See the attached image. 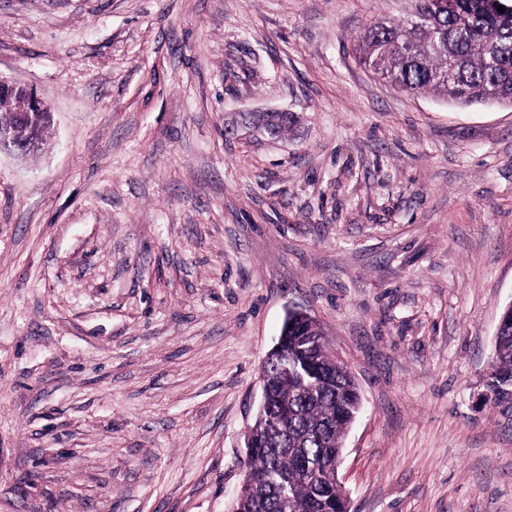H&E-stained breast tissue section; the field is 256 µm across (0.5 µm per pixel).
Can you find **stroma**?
<instances>
[{"instance_id": "1", "label": "stroma", "mask_w": 512, "mask_h": 512, "mask_svg": "<svg viewBox=\"0 0 512 512\" xmlns=\"http://www.w3.org/2000/svg\"><path fill=\"white\" fill-rule=\"evenodd\" d=\"M411 8L0 0V76L53 117L0 152V512H226L294 306L358 384L351 512H512V106L365 67ZM243 118L248 127L261 130L270 138H279L288 131L287 112H248ZM489 389H512V322L497 329L495 353L490 374Z\"/></svg>"}]
</instances>
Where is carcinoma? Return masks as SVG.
Segmentation results:
<instances>
[{
	"label": "carcinoma",
	"mask_w": 512,
	"mask_h": 512,
	"mask_svg": "<svg viewBox=\"0 0 512 512\" xmlns=\"http://www.w3.org/2000/svg\"><path fill=\"white\" fill-rule=\"evenodd\" d=\"M400 20H380L358 39L362 61L375 74L409 93L430 92L464 105L512 102V12H499L489 0H414ZM25 100L14 95L0 107V126L23 142L28 131L14 124L13 112ZM245 124L270 138L288 131L286 112H248ZM326 346L316 320H297L288 329V355L295 375L283 377L277 366L267 373L274 382L280 429L260 426L265 447L251 455L259 476L244 512H344L337 479L342 440L354 422L360 396L354 377L338 360L321 353ZM512 389V322L497 329L489 389ZM288 480L290 499L280 500L273 481Z\"/></svg>",
	"instance_id": "1"
}]
</instances>
